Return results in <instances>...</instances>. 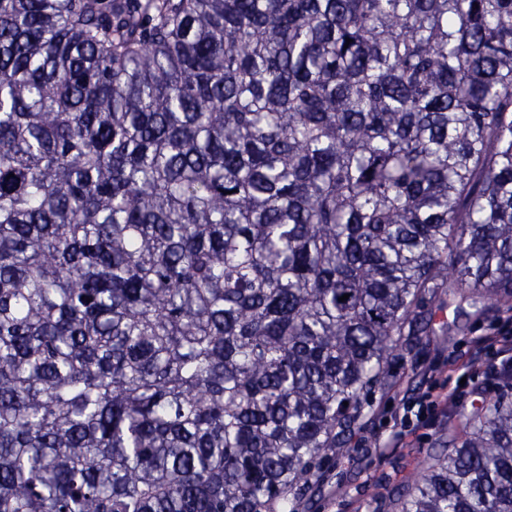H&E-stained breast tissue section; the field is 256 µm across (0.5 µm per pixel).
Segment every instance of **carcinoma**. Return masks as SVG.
Masks as SVG:
<instances>
[{
    "label": "carcinoma",
    "instance_id": "carcinoma-1",
    "mask_svg": "<svg viewBox=\"0 0 512 512\" xmlns=\"http://www.w3.org/2000/svg\"><path fill=\"white\" fill-rule=\"evenodd\" d=\"M429 299L512 310V0H0V512H277ZM496 387L401 512H512Z\"/></svg>",
    "mask_w": 512,
    "mask_h": 512
}]
</instances>
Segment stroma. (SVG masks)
<instances>
[{"label": "stroma", "mask_w": 512, "mask_h": 512, "mask_svg": "<svg viewBox=\"0 0 512 512\" xmlns=\"http://www.w3.org/2000/svg\"><path fill=\"white\" fill-rule=\"evenodd\" d=\"M500 313L482 317L461 312L457 332H435L404 348L395 359L388 385L376 388L342 448L301 491L288 499L294 512H400V497L412 476L448 445V429L473 403L495 395L498 358L481 355L483 369L471 373L473 341L498 326ZM447 394V408L435 409L427 423L403 435L395 414L428 388ZM409 445L397 447L399 436Z\"/></svg>", "instance_id": "stroma-1"}]
</instances>
